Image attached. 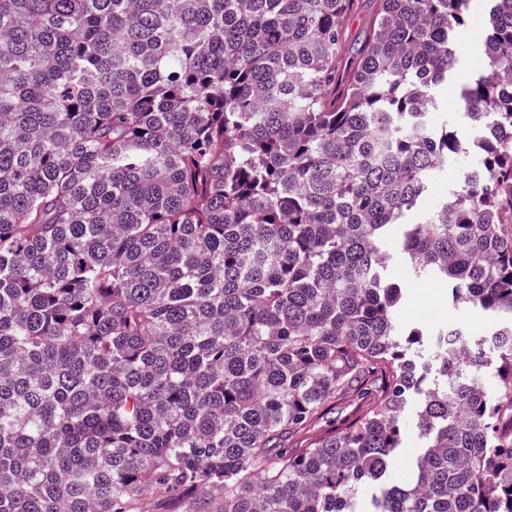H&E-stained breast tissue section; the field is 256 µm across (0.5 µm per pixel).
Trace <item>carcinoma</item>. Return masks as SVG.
<instances>
[{
	"label": "carcinoma",
	"instance_id": "carcinoma-1",
	"mask_svg": "<svg viewBox=\"0 0 512 512\" xmlns=\"http://www.w3.org/2000/svg\"><path fill=\"white\" fill-rule=\"evenodd\" d=\"M488 3L463 134L429 116L469 0H376L351 54L360 0H0V512H512V0ZM394 250L493 337L403 329ZM477 164V157L468 155L461 157L456 165H452L444 171H440L435 177L428 195L422 201L417 212L410 216V220L418 222L428 212L436 209L444 199L448 197V192L453 188L460 172L464 169L476 166ZM405 447L389 470V479L393 483L405 482L409 469L422 451V441L414 429H409L405 437Z\"/></svg>",
	"mask_w": 512,
	"mask_h": 512
}]
</instances>
